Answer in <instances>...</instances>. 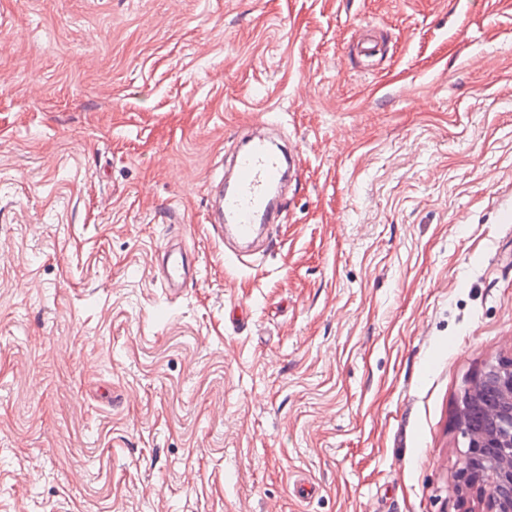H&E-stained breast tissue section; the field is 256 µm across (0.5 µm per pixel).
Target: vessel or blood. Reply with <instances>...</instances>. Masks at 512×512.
<instances>
[{
	"mask_svg": "<svg viewBox=\"0 0 512 512\" xmlns=\"http://www.w3.org/2000/svg\"><path fill=\"white\" fill-rule=\"evenodd\" d=\"M233 178L212 177L217 209L213 222L218 233L250 244L261 226L275 223L287 206L279 188L286 178L297 173L294 157L260 135H249L231 160ZM188 257L184 248L165 249L160 282L170 293H178L187 279Z\"/></svg>",
	"mask_w": 512,
	"mask_h": 512,
	"instance_id": "b4317fda",
	"label": "vessel or blood"
}]
</instances>
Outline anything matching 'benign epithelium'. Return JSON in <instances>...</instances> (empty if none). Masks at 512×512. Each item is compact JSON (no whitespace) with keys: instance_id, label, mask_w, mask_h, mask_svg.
<instances>
[{"instance_id":"benign-epithelium-1","label":"benign epithelium","mask_w":512,"mask_h":512,"mask_svg":"<svg viewBox=\"0 0 512 512\" xmlns=\"http://www.w3.org/2000/svg\"><path fill=\"white\" fill-rule=\"evenodd\" d=\"M467 440L456 471V490H477L486 512H512V361L486 364L470 380L456 407Z\"/></svg>"}]
</instances>
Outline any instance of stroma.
Returning a JSON list of instances; mask_svg holds the SVG:
<instances>
[{
  "mask_svg": "<svg viewBox=\"0 0 512 512\" xmlns=\"http://www.w3.org/2000/svg\"><path fill=\"white\" fill-rule=\"evenodd\" d=\"M264 122L300 177L239 261L208 184ZM507 212L512 0H0V512H484ZM188 257L182 247L166 246L160 282L162 288L177 294L184 288L187 279ZM474 410L488 424L471 430ZM455 421L467 440L455 475L460 497L476 489L486 512H512V361L488 363L472 377L457 402Z\"/></svg>",
  "mask_w": 512,
  "mask_h": 512,
  "instance_id": "35a3bbf8",
  "label": "stroma"
}]
</instances>
